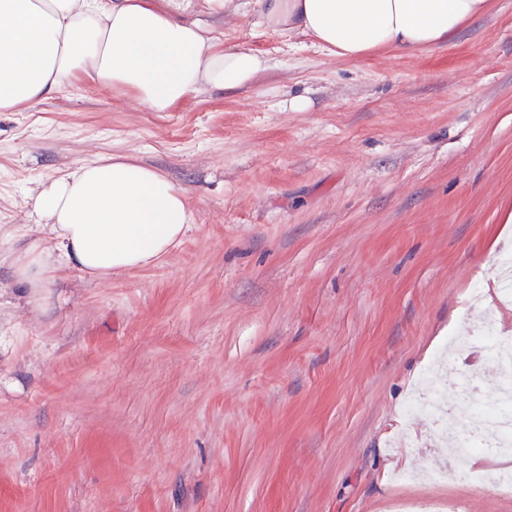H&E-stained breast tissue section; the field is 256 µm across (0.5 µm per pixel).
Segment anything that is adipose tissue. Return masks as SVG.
I'll use <instances>...</instances> for the list:
<instances>
[{"mask_svg":"<svg viewBox=\"0 0 512 512\" xmlns=\"http://www.w3.org/2000/svg\"><path fill=\"white\" fill-rule=\"evenodd\" d=\"M492 0H266L275 27L358 60L382 50L416 52L450 41L489 13ZM150 0H0V112L34 107L87 77L133 92L153 112L190 95L249 85L268 61L227 48L196 23ZM39 223L12 252L16 282L49 304L64 271L94 281L163 259L190 228L187 192L165 174L117 156L76 164L31 197Z\"/></svg>","mask_w":512,"mask_h":512,"instance_id":"adipose-tissue-1","label":"adipose tissue"}]
</instances>
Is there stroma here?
<instances>
[{
	"label": "stroma",
	"mask_w": 512,
	"mask_h": 512,
	"mask_svg": "<svg viewBox=\"0 0 512 512\" xmlns=\"http://www.w3.org/2000/svg\"><path fill=\"white\" fill-rule=\"evenodd\" d=\"M262 13L183 16L269 59L250 86L153 112L83 80L0 112L1 254L39 220L30 189L101 156L161 170L192 213L160 263L69 271L48 308L0 264V512H512L470 457L436 478L444 392L406 414L449 337L489 310L512 333L493 299L512 0L434 50L362 60Z\"/></svg>",
	"instance_id": "stroma-1"
}]
</instances>
